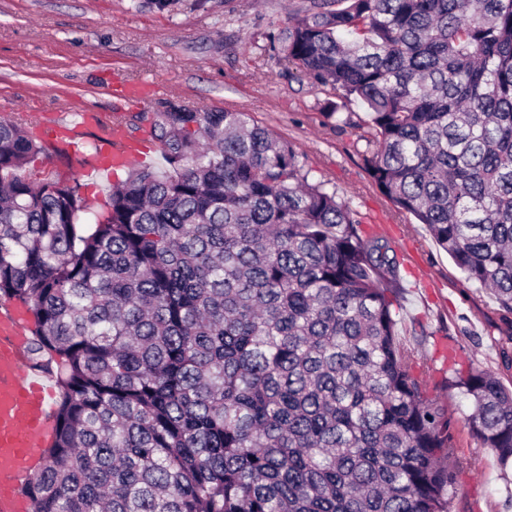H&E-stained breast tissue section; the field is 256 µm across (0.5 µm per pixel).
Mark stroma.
I'll return each instance as SVG.
<instances>
[{
  "mask_svg": "<svg viewBox=\"0 0 512 512\" xmlns=\"http://www.w3.org/2000/svg\"><path fill=\"white\" fill-rule=\"evenodd\" d=\"M310 0H179L158 10L142 0H0V117L28 126L43 150L30 172L80 184L100 211L110 184L126 170L90 174L95 140L73 141L58 128L96 111L103 122L142 123L141 112L188 100L207 111L249 113L287 141L315 181L335 188L365 234L387 238L401 261L400 327L427 360L429 398L448 409L462 466L452 512H512V467L502 466L465 425L468 406L448 388L452 362L494 370L512 386L495 344L502 325L492 295L468 283L423 225L399 211L371 181L364 154L374 131L364 109L340 108L328 86L288 74L280 32ZM127 82L148 100L123 97Z\"/></svg>",
  "mask_w": 512,
  "mask_h": 512,
  "instance_id": "stroma-1",
  "label": "stroma"
}]
</instances>
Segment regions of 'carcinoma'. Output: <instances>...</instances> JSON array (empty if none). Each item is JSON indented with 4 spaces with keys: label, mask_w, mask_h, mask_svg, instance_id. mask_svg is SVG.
Returning <instances> with one entry per match:
<instances>
[{
    "label": "carcinoma",
    "mask_w": 512,
    "mask_h": 512,
    "mask_svg": "<svg viewBox=\"0 0 512 512\" xmlns=\"http://www.w3.org/2000/svg\"><path fill=\"white\" fill-rule=\"evenodd\" d=\"M288 73L375 130L365 170L512 326V0H312ZM162 163L87 229L80 185L0 118V300L34 318L55 434L29 512H450L452 420L412 373L397 252L235 109L169 101ZM465 423L512 462V389L455 368Z\"/></svg>",
    "instance_id": "cac0c4a2"
}]
</instances>
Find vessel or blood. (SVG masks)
<instances>
[{
    "label": "vessel or blood",
    "mask_w": 512,
    "mask_h": 512,
    "mask_svg": "<svg viewBox=\"0 0 512 512\" xmlns=\"http://www.w3.org/2000/svg\"><path fill=\"white\" fill-rule=\"evenodd\" d=\"M95 126L99 154L110 156L114 167L146 159V151L122 122L97 123L83 115L82 126ZM28 342L20 316L0 313V512H25L19 487L33 471L40 448L52 429L54 387L49 376L30 368Z\"/></svg>",
    "instance_id": "vessel-or-blood-1"
}]
</instances>
